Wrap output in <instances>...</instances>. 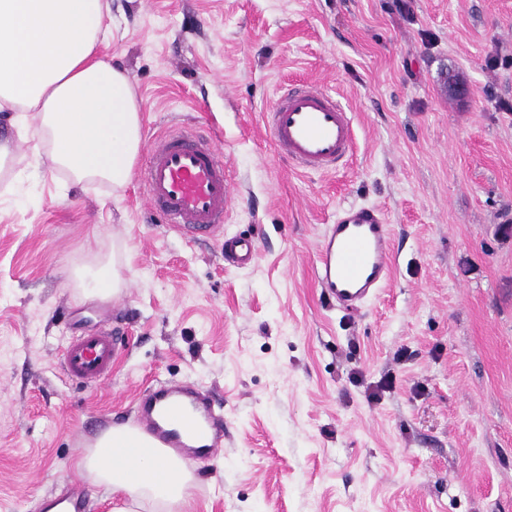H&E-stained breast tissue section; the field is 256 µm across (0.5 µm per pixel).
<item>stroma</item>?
Listing matches in <instances>:
<instances>
[{
    "mask_svg": "<svg viewBox=\"0 0 512 512\" xmlns=\"http://www.w3.org/2000/svg\"><path fill=\"white\" fill-rule=\"evenodd\" d=\"M105 23L143 141L177 124L215 140L233 203L186 240L138 181L63 189L0 112V512H44L71 479L108 512L79 461L182 382L224 419L192 512H512V0H109ZM302 83L352 116L328 174L294 171L264 125ZM352 205L393 231V275L358 313L313 273ZM233 236L255 263L225 262ZM111 253L126 288L85 298L72 271ZM104 325L123 338L111 376L70 381L63 347Z\"/></svg>",
    "mask_w": 512,
    "mask_h": 512,
    "instance_id": "1",
    "label": "stroma"
}]
</instances>
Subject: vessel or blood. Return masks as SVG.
I'll return each mask as SVG.
<instances>
[{
    "instance_id": "1",
    "label": "vessel or blood",
    "mask_w": 512,
    "mask_h": 512,
    "mask_svg": "<svg viewBox=\"0 0 512 512\" xmlns=\"http://www.w3.org/2000/svg\"><path fill=\"white\" fill-rule=\"evenodd\" d=\"M279 154L306 173L335 171L350 156L354 141L350 114L334 94L307 83L288 88L265 112ZM149 207L182 234L218 230L231 203L224 161L216 143L185 126L154 137L138 170ZM391 227L375 207L351 206L323 233L315 277L324 296L356 312L377 297L393 269ZM258 258L254 240L224 242V259L249 265ZM122 340L111 330L70 341L61 364L73 379L95 384L112 372ZM137 422L162 447L193 462L224 446L220 418L206 396L182 385L163 386L137 401Z\"/></svg>"
}]
</instances>
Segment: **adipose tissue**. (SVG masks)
<instances>
[{
	"label": "adipose tissue",
	"mask_w": 512,
	"mask_h": 512,
	"mask_svg": "<svg viewBox=\"0 0 512 512\" xmlns=\"http://www.w3.org/2000/svg\"><path fill=\"white\" fill-rule=\"evenodd\" d=\"M107 0H0V112L18 134L35 113L36 155L71 185H127L141 146V106L127 73L98 51ZM112 512H190L195 476L138 427L104 432L79 462Z\"/></svg>",
	"instance_id": "obj_1"
}]
</instances>
